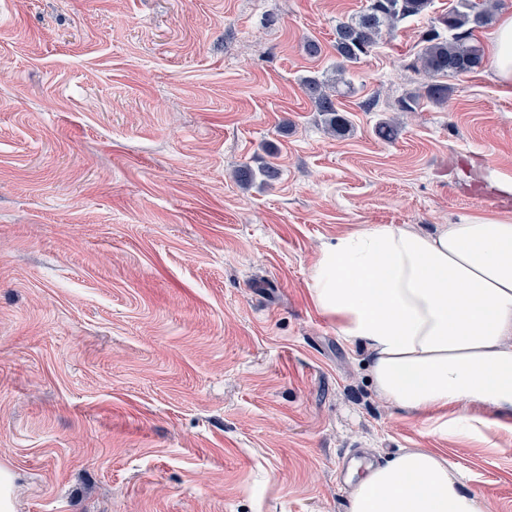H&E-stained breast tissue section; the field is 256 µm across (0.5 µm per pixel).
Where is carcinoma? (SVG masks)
Segmentation results:
<instances>
[{"label": "carcinoma", "mask_w": 512, "mask_h": 512, "mask_svg": "<svg viewBox=\"0 0 512 512\" xmlns=\"http://www.w3.org/2000/svg\"><path fill=\"white\" fill-rule=\"evenodd\" d=\"M430 4L431 0H369L367 9L358 18L336 25V55L343 63L358 62L376 44L382 29L392 30L404 19L425 14ZM492 21L493 12L471 0H459L455 8L435 18L421 38L414 62L415 69L430 78L424 86L426 97L444 101L448 86L440 78L471 73L483 65L484 51L476 42L474 32ZM302 87L316 111L324 116L328 130L345 134L350 120L336 104V86L318 76H308ZM237 177L243 185L258 178L269 183L278 179L279 171L270 165L257 171L244 166L238 170Z\"/></svg>", "instance_id": "cac0c4a2"}]
</instances>
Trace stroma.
<instances>
[{"label": "stroma", "instance_id": "obj_1", "mask_svg": "<svg viewBox=\"0 0 512 512\" xmlns=\"http://www.w3.org/2000/svg\"><path fill=\"white\" fill-rule=\"evenodd\" d=\"M383 31L328 132L367 0H0V463L15 512H348V467L431 448L512 512V433H436L385 405L310 302L355 226L512 216V84L492 59L401 98L433 18ZM321 46L306 53L307 41ZM397 123L395 140L378 137ZM273 164L275 182L238 169ZM305 95L314 105L317 112L324 116L328 130L336 135H344L350 128V120L336 104L335 83L318 76H308L302 81Z\"/></svg>", "mask_w": 512, "mask_h": 512}]
</instances>
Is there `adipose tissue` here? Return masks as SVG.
Segmentation results:
<instances>
[{"instance_id":"obj_1","label":"adipose tissue","mask_w":512,"mask_h":512,"mask_svg":"<svg viewBox=\"0 0 512 512\" xmlns=\"http://www.w3.org/2000/svg\"><path fill=\"white\" fill-rule=\"evenodd\" d=\"M489 44L496 77L512 83V16ZM311 280L313 305L366 351L385 403L466 441L512 431V217L354 228L323 249ZM348 502L349 512H479L457 464L429 448L366 466Z\"/></svg>"}]
</instances>
